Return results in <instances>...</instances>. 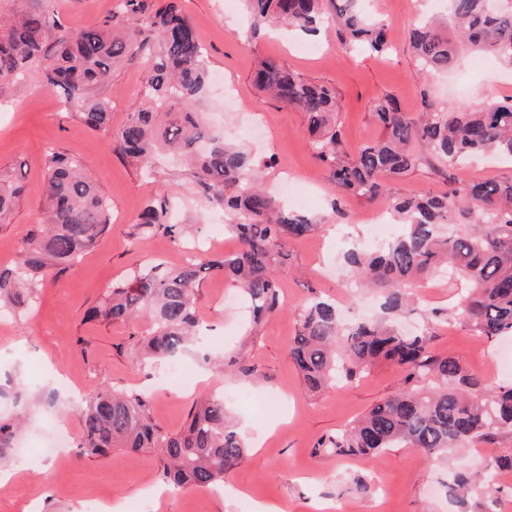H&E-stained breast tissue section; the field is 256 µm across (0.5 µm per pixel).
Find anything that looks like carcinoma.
<instances>
[{"mask_svg": "<svg viewBox=\"0 0 512 512\" xmlns=\"http://www.w3.org/2000/svg\"><path fill=\"white\" fill-rule=\"evenodd\" d=\"M250 16V35L267 26L315 32L336 26L342 49L372 53L388 49V24L367 19L360 0H241ZM493 0H448L455 38L434 23L408 32L422 71L448 70L457 44L512 67V8ZM140 56L146 64L149 107L131 112L118 133L121 152L147 175L166 151L195 169L196 193L230 215L227 229L236 251L198 256L171 269L159 263L131 271L107 290L92 315L109 322L145 319L137 337L139 362L177 357L195 340L200 325L197 292L209 273L220 274L249 298L256 317L282 308L276 267L288 257V242L326 223L288 209L261 182V171L243 144H231L212 130L199 111L209 80L207 56L178 0H119L96 25L72 29L55 0H0V92L27 77L60 94L66 117L99 131L110 126L104 87L116 63ZM259 91L307 116L314 136L310 147L332 174L340 201L355 197L381 201L400 232L379 253L346 252L352 277L384 297L383 316L346 326L336 302L316 294L298 314L289 356L309 391L321 392L337 381L359 380L378 363H393L403 386L374 404L354 423L323 436L317 454L377 455L410 446L440 456L473 443L494 444L512 436V385L485 392L480 378L453 356L430 350L429 339L403 335L391 318L411 302L404 289L432 276L446 275L464 289L456 316L487 338L512 335V180H467L457 174L471 158L495 154L512 160V98H490L475 108L455 110L427 105L410 115L387 95L372 115L384 135L357 154L343 148L336 126L334 86L304 79L274 59L256 72ZM427 166L446 175V189L435 195L400 194L390 182ZM24 165L0 172V223L11 215L24 185ZM169 192L149 200L138 225L173 239L185 232L170 218ZM46 224L21 247L13 268H0V307L29 310L34 283L61 274L80 262L110 223V203L85 172L83 162L61 152L48 155L45 182ZM82 458H109L112 449L151 450L158 458L159 480L170 489L214 488L247 456L248 445L231 420L224 399L204 396L192 404L179 431H168L149 416L148 400L138 392L116 394L109 388L88 395L77 410ZM21 429L18 419L0 416V462L8 461ZM512 471V453L498 454L471 478L448 477V498L457 512H500L504 488L491 476Z\"/></svg>", "mask_w": 512, "mask_h": 512, "instance_id": "obj_1", "label": "carcinoma"}]
</instances>
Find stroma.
<instances>
[{
	"label": "stroma",
	"mask_w": 512,
	"mask_h": 512,
	"mask_svg": "<svg viewBox=\"0 0 512 512\" xmlns=\"http://www.w3.org/2000/svg\"><path fill=\"white\" fill-rule=\"evenodd\" d=\"M224 2L180 0L207 50L211 75L224 80L223 86H210L204 117L223 127L227 138L247 143L264 166L267 184L291 180L308 197L309 216L326 212L336 188L329 169L312 154L305 114L258 91L254 71L259 60L275 59L306 79L335 87L343 145L351 154L381 136L371 105L384 95L397 97L411 114L423 111L428 102L453 110L480 105L491 95L512 96V68L494 60L478 69L470 51L460 52L447 73L424 78L407 33L419 15L432 11L429 0H372L374 12L389 25L391 48L382 55L342 50L331 29L314 38V55L297 54L299 39L294 35L264 31L245 39L242 5L228 11ZM145 78L141 58L116 66L105 89L114 102L105 131L66 119L59 94L34 83L0 94V171L20 166L26 172L23 197L7 223L0 224V267L18 262L22 242L44 220L49 150L81 159L111 203V223L96 246L76 268L39 283L36 310L0 317V391L6 393L0 415L26 418L23 444L30 452L43 447L57 427L79 433V395L104 387L147 393L152 420L178 430L194 400L208 394L223 398L250 445L249 456L231 472L224 489H192L160 500L144 490L145 481L156 474L152 453L116 450L109 459L88 460L78 457L72 445L32 467L9 460L4 469L13 478L0 487V512H86L94 498L121 502L126 512H241L244 498L253 505L278 503L283 512H318L323 503L327 512H455L447 495L449 472L484 468L491 456L512 450V436L493 448L473 445L445 458L409 447L375 456L316 455L314 447L322 436L397 391L401 374L381 364L352 384H334L313 395L288 356L297 313L312 292L348 301L351 318L377 313L376 296L347 276L344 250L338 245L344 234L369 242L373 203L347 200L339 225L289 241L288 258L276 270L284 308L260 326H253L248 304L236 288L221 275L206 276L196 307L208 341L216 354L243 353L255 369L252 375L230 374L188 354L179 361L185 379L161 381L160 368L139 364L132 345L133 337L146 329L145 321L113 324L92 317L107 286L135 268L156 261L176 267L183 251L198 241H209L213 256L238 247L229 233L213 239L218 213L189 194L190 168L163 164L149 177L119 151L116 135L142 104ZM423 87L429 93L425 100L419 94ZM254 119L266 121L268 133L251 130ZM173 184L181 187L175 213L192 224L185 240L136 223L146 201ZM410 293L413 310L398 319L403 332L429 330L432 350L458 357L486 390L512 384V362L506 358L512 336L490 339L457 320L460 291L447 278L427 279ZM65 377L76 382V392L62 389ZM14 380L24 388L18 400L9 395Z\"/></svg>",
	"instance_id": "obj_1"
}]
</instances>
